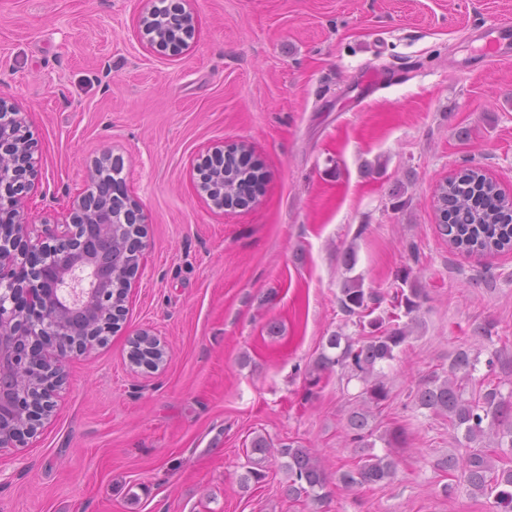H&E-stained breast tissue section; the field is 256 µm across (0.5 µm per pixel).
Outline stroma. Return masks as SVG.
<instances>
[{"mask_svg":"<svg viewBox=\"0 0 512 512\" xmlns=\"http://www.w3.org/2000/svg\"><path fill=\"white\" fill-rule=\"evenodd\" d=\"M140 2L0 0V97L36 142L30 221L64 222L107 153L146 225L120 329L70 357L39 434L0 450V512H497L439 468L465 447L413 394L463 346L512 394V250L449 246L436 197L466 166L512 194V34L484 53L512 0H193L178 55L142 47ZM239 143L267 176L219 210L197 166ZM407 269L426 297L370 419L396 474L347 488L368 452L345 430L362 385L334 372L308 399L306 377L332 332L361 334L336 302L347 274L389 296ZM142 329L165 345L153 370L129 360ZM258 435L310 448L327 499L288 497L279 456L244 482Z\"/></svg>","mask_w":512,"mask_h":512,"instance_id":"stroma-1","label":"stroma"}]
</instances>
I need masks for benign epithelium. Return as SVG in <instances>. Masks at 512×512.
<instances>
[{
  "label": "benign epithelium",
  "instance_id": "benign-epithelium-1",
  "mask_svg": "<svg viewBox=\"0 0 512 512\" xmlns=\"http://www.w3.org/2000/svg\"><path fill=\"white\" fill-rule=\"evenodd\" d=\"M191 0L171 5L172 34L155 27L153 0H142L139 39L151 48L178 52L194 37ZM108 156L94 162L89 187L73 199L68 221L33 235L24 202L34 170L33 142L19 109L0 98V374L13 378L0 390V449L37 436L55 408L65 380L63 359L104 342L117 328L122 304H113L112 252L115 211L123 223L143 224L140 203L115 199L98 188ZM200 195L224 207V171L200 180Z\"/></svg>",
  "mask_w": 512,
  "mask_h": 512
}]
</instances>
